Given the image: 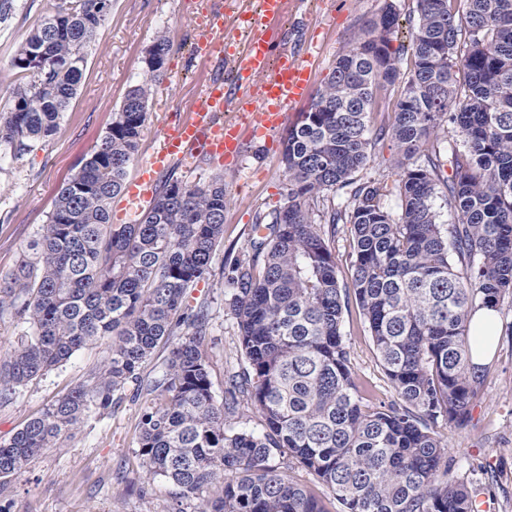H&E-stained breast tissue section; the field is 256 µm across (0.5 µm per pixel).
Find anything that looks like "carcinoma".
<instances>
[{
  "label": "carcinoma",
  "mask_w": 512,
  "mask_h": 512,
  "mask_svg": "<svg viewBox=\"0 0 512 512\" xmlns=\"http://www.w3.org/2000/svg\"><path fill=\"white\" fill-rule=\"evenodd\" d=\"M104 0H57L54 13L11 60L12 106L0 113V146L18 156L48 139L76 94ZM416 0L412 68L391 125L372 127L376 95L400 79L389 2L364 21L308 110L288 128L281 163L286 203L251 227V252L224 256L219 275L245 367L218 401L205 346L206 304L189 288L214 275L224 240V178L189 184L166 177L134 224H114L146 130L151 82L172 44L157 35L100 143L61 187L48 222L0 278V310L30 333L0 360V403L112 337L97 373L0 441V479L57 446L92 410L109 413L133 383L142 407L138 455L144 478L204 496L198 512H329L275 458L328 487L345 512H476V475L455 473L435 428L463 426L487 371L472 343L490 345L483 308L512 307V0ZM396 148L392 188L357 173L385 138ZM448 175H443V168ZM348 189L336 204V190ZM396 196L391 210L384 198ZM443 196L454 219L439 222ZM349 225V283L332 245ZM355 302L384 374L399 397L362 395L343 331ZM163 375L148 385L142 363L171 338ZM262 430L233 422L241 402Z\"/></svg>",
  "instance_id": "1"
}]
</instances>
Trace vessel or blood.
Listing matches in <instances>:
<instances>
[{
	"label": "vessel or blood",
	"mask_w": 512,
	"mask_h": 512,
	"mask_svg": "<svg viewBox=\"0 0 512 512\" xmlns=\"http://www.w3.org/2000/svg\"><path fill=\"white\" fill-rule=\"evenodd\" d=\"M288 0H261V19H254L245 6L231 16L233 28L248 27L252 36L245 48H237L223 29L202 31L195 53L203 62L233 60L234 83L222 77L209 81L198 102L174 125L161 129L159 144L143 173L127 188L130 204L148 205L154 198L156 173L176 160L205 154L227 166L243 156L246 137L236 113L248 114L255 133L273 140L288 112L306 100L312 81L308 54L294 48L276 49L282 41L281 21Z\"/></svg>",
	"instance_id": "obj_1"
}]
</instances>
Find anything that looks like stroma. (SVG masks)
Here are the masks:
<instances>
[{
    "label": "stroma",
    "mask_w": 512,
    "mask_h": 512,
    "mask_svg": "<svg viewBox=\"0 0 512 512\" xmlns=\"http://www.w3.org/2000/svg\"><path fill=\"white\" fill-rule=\"evenodd\" d=\"M385 0H291L286 29L299 49L314 48L313 85L321 87L337 57L348 47L362 23L380 12ZM55 0H17L8 25H0V111L11 103L17 77L10 61L30 33L52 13ZM231 0H112L110 10L86 50V65L70 108L56 133L30 142L17 158H0V275L10 273L41 224L54 209L61 186L77 171L79 161L93 151L112 123L128 87L144 72V57L159 31H167L172 49L161 75L153 83L147 122L136 162L129 177H136L142 160L157 147V134L175 113L187 108L214 75V65L194 57L191 46L198 34L196 18L206 12L224 16ZM280 151L263 141H251L240 166L234 170L196 157L191 167L175 165L179 178L207 182L223 176L228 204L224 212V241L213 264L221 266L225 253L250 249L251 226L258 217L285 203ZM230 295L219 277L192 288L189 306L208 302L209 373L216 397L243 365ZM343 333L354 370L371 385L376 400L391 402L397 394L384 375L376 350L358 308L344 314ZM112 354L111 338L90 343L63 365L30 382L14 398L0 404V439L9 438L28 420L40 415L57 399L84 383ZM142 399L126 388L110 414L95 413L80 424L60 447L38 455L21 473L0 484V501L11 512H172L179 506L174 488L163 480L143 477L136 453L135 428ZM451 456L460 464L484 463L494 477L484 480V497L495 512H512V339L501 337L488 360L487 379L475 400L471 421L462 427H440ZM196 512L199 503L181 504Z\"/></svg>",
    "instance_id": "stroma-1"
}]
</instances>
